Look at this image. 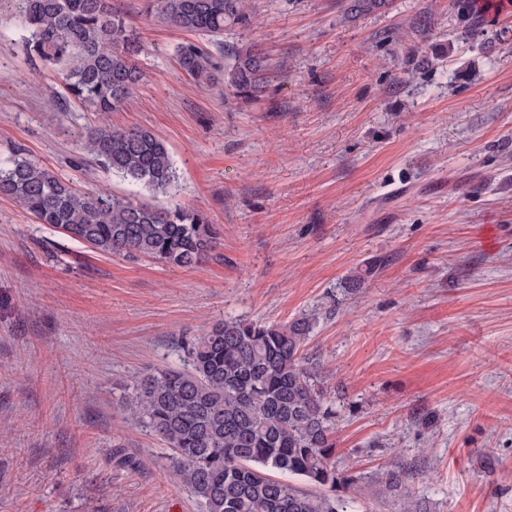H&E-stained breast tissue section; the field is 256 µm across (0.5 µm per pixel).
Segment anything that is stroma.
Wrapping results in <instances>:
<instances>
[{
    "label": "stroma",
    "mask_w": 512,
    "mask_h": 512,
    "mask_svg": "<svg viewBox=\"0 0 512 512\" xmlns=\"http://www.w3.org/2000/svg\"><path fill=\"white\" fill-rule=\"evenodd\" d=\"M249 2L223 37L269 60L246 103L180 68L189 33L117 0L143 80L104 117L64 97L0 0V156L123 195L85 135L150 129L177 202L219 232L201 266L171 267L97 253L0 196V512H199L127 419L135 381L184 367L217 321L311 311L356 512H400L382 480L404 467L425 512H512V17L470 39L451 0L352 21L337 0Z\"/></svg>",
    "instance_id": "1"
}]
</instances>
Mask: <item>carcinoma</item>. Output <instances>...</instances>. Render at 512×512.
<instances>
[{
    "instance_id": "1",
    "label": "carcinoma",
    "mask_w": 512,
    "mask_h": 512,
    "mask_svg": "<svg viewBox=\"0 0 512 512\" xmlns=\"http://www.w3.org/2000/svg\"><path fill=\"white\" fill-rule=\"evenodd\" d=\"M474 0H452L465 31L478 28ZM392 0H342L355 19L386 13ZM27 51L58 70L68 93L96 112L121 109L143 78L136 62L140 33L113 0H19ZM145 11L210 39L249 20L247 0H146ZM232 66L201 44L178 46L193 80L224 85L245 101L263 91L267 58L255 45L231 50ZM84 149L113 175L167 195L177 182L166 142L147 129L108 120L91 129ZM0 196L37 223L102 254L142 256L194 268L217 244L209 216L180 204L133 202L103 191H79L17 150L0 159ZM317 319L287 324L245 319L213 324L187 349L188 366L137 380L132 419L165 442L169 464L203 512H351L336 493V405L317 359L305 345Z\"/></svg>"
}]
</instances>
